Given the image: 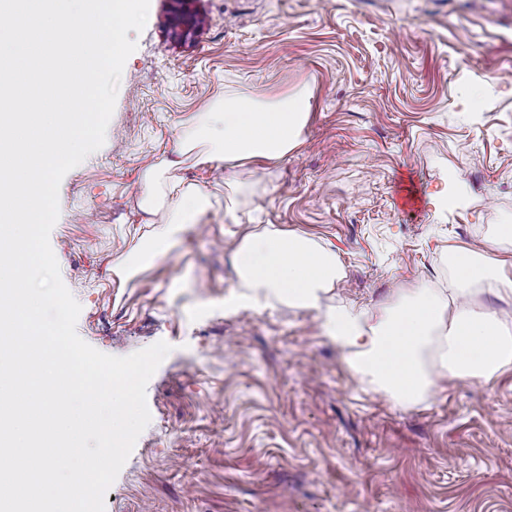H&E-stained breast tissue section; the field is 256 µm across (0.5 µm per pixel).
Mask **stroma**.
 Returning <instances> with one entry per match:
<instances>
[{
    "mask_svg": "<svg viewBox=\"0 0 512 512\" xmlns=\"http://www.w3.org/2000/svg\"><path fill=\"white\" fill-rule=\"evenodd\" d=\"M150 0L104 145L59 188L50 243L97 350H172L147 386L151 420L105 512H512V373L443 381L401 410L364 389L314 313H234L230 254L256 224L331 250L326 304L375 309L405 288H448V254L512 225V0H196L193 39ZM305 85L285 157L227 167L180 151L186 121L233 88L272 99ZM216 196L168 258L119 284L147 232L142 171ZM464 204L441 206L449 186Z\"/></svg>",
    "mask_w": 512,
    "mask_h": 512,
    "instance_id": "35a3bbf8",
    "label": "stroma"
}]
</instances>
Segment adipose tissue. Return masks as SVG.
Returning <instances> with one entry per match:
<instances>
[{
	"label": "adipose tissue",
	"instance_id": "ef3b65f1",
	"mask_svg": "<svg viewBox=\"0 0 512 512\" xmlns=\"http://www.w3.org/2000/svg\"><path fill=\"white\" fill-rule=\"evenodd\" d=\"M309 108L304 86L262 101L228 91L214 111L189 118L184 148L228 164L278 160L299 143ZM170 168L165 161L141 174V209L165 211L166 220L115 265L120 279L168 257L179 233L213 206L211 195L198 186L169 177ZM494 246L488 240L478 248H455L447 292L407 288L368 311L350 304L324 306L340 279L334 253L308 238L264 228L246 235L231 255L239 290L227 308L255 312L279 303L316 312L353 376L396 407L412 408L427 401L442 379L487 383L512 372V317L474 304L484 291L512 296V262L485 257Z\"/></svg>",
	"mask_w": 512,
	"mask_h": 512
}]
</instances>
